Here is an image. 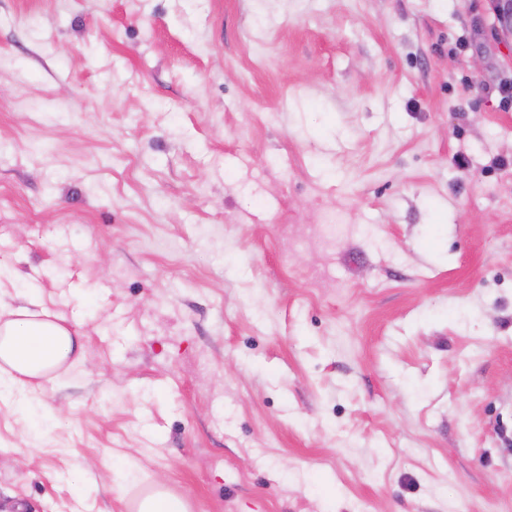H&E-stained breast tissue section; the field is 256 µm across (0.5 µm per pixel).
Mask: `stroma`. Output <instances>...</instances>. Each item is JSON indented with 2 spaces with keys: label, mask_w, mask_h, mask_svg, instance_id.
Here are the masks:
<instances>
[{
  "label": "stroma",
  "mask_w": 512,
  "mask_h": 512,
  "mask_svg": "<svg viewBox=\"0 0 512 512\" xmlns=\"http://www.w3.org/2000/svg\"><path fill=\"white\" fill-rule=\"evenodd\" d=\"M491 13L0 0V313L84 346L0 399V512H512ZM151 494L144 497L138 506V512H189L186 502L170 493L164 486L154 482Z\"/></svg>",
  "instance_id": "35a3bbf8"
}]
</instances>
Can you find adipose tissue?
I'll use <instances>...</instances> for the list:
<instances>
[{
  "label": "adipose tissue",
  "instance_id": "obj_1",
  "mask_svg": "<svg viewBox=\"0 0 512 512\" xmlns=\"http://www.w3.org/2000/svg\"><path fill=\"white\" fill-rule=\"evenodd\" d=\"M83 356L78 328L60 323L49 311H14L0 323V388L24 385L26 379L43 378L67 361Z\"/></svg>",
  "mask_w": 512,
  "mask_h": 512
}]
</instances>
